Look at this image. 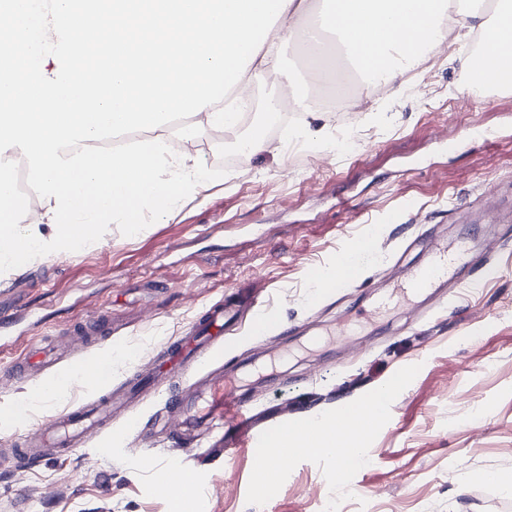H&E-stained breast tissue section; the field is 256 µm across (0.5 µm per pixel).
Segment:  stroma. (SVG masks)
<instances>
[{"label":"stroma","instance_id":"1","mask_svg":"<svg viewBox=\"0 0 512 512\" xmlns=\"http://www.w3.org/2000/svg\"><path fill=\"white\" fill-rule=\"evenodd\" d=\"M334 113L277 125L269 151L230 164L213 130L189 151L210 173L204 191L139 233L109 224L93 246L0 271V450L21 447L50 417L152 374L151 354L195 333L232 297L260 299L287 361L241 383L255 411L337 425L343 408L388 378H409L365 431L368 459L344 476L331 454L289 453L269 478L256 452L215 456L218 433L186 438L167 400L193 399L200 372L136 397L112 428L69 457L0 471V512H181L155 486L183 463L199 479L197 512H512L492 473L512 484V93L478 99L456 46L432 52L423 77L404 73L387 96L360 101L339 130ZM370 239L360 282L318 288L349 242ZM456 252L464 278L433 308L396 301L357 321L404 274ZM65 347L33 400L13 372L28 351Z\"/></svg>","mask_w":512,"mask_h":512}]
</instances>
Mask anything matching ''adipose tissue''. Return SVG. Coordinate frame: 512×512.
<instances>
[{
    "label": "adipose tissue",
    "instance_id": "adipose-tissue-1",
    "mask_svg": "<svg viewBox=\"0 0 512 512\" xmlns=\"http://www.w3.org/2000/svg\"><path fill=\"white\" fill-rule=\"evenodd\" d=\"M15 0L0 28V140L16 144L29 162L30 190L54 217L23 221L12 178L0 169V267L88 246L108 223L141 229L145 206L156 218L204 189L208 173L187 150L212 128L235 133L242 112L227 105L244 93L254 72L282 76V96L311 117L307 77L287 75L288 52L319 51L306 34H327L334 54L317 70L348 61L365 85L392 80L448 41L481 38V56L496 68L512 56V0ZM85 38L75 44L74 31ZM191 119L185 139L167 130L174 113ZM152 133L135 152L102 155L103 136ZM269 446L308 453L363 448L362 435L324 423L290 428Z\"/></svg>",
    "mask_w": 512,
    "mask_h": 512
}]
</instances>
